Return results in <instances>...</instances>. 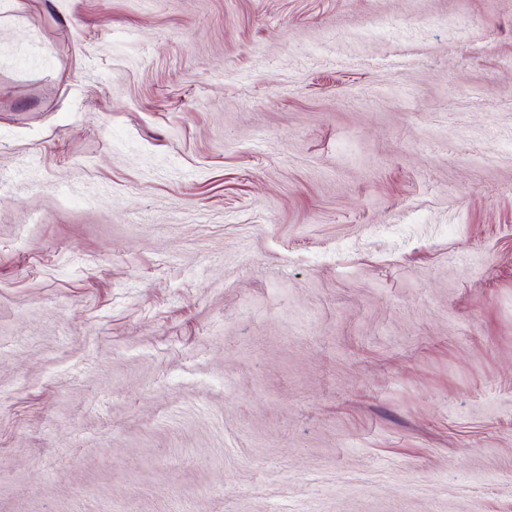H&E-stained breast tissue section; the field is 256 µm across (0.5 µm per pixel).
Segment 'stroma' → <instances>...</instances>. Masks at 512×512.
I'll list each match as a JSON object with an SVG mask.
<instances>
[{
    "label": "stroma",
    "mask_w": 512,
    "mask_h": 512,
    "mask_svg": "<svg viewBox=\"0 0 512 512\" xmlns=\"http://www.w3.org/2000/svg\"><path fill=\"white\" fill-rule=\"evenodd\" d=\"M0 512H512V0H0Z\"/></svg>",
    "instance_id": "stroma-1"
}]
</instances>
